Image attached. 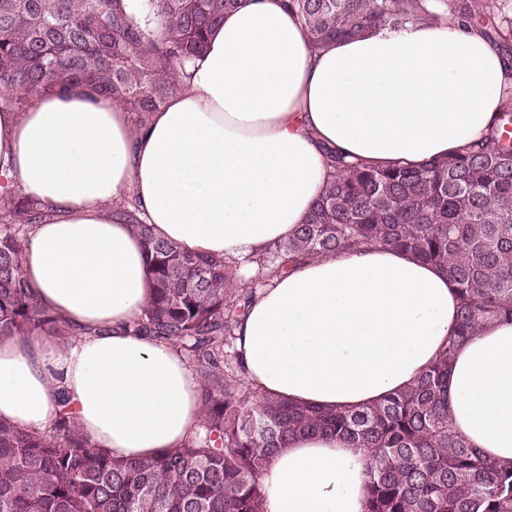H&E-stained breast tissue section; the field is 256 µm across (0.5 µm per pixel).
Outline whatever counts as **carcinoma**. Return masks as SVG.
I'll return each mask as SVG.
<instances>
[{"label": "carcinoma", "instance_id": "carcinoma-1", "mask_svg": "<svg viewBox=\"0 0 512 512\" xmlns=\"http://www.w3.org/2000/svg\"><path fill=\"white\" fill-rule=\"evenodd\" d=\"M242 0H0V101L12 108L84 84L129 105L143 126L183 89L179 71ZM428 0H289L315 49L376 28L435 22ZM502 44L512 0H442ZM479 143L420 167L380 168L331 156L334 173L305 223L244 263L189 252L156 236L124 198L112 209L145 241L153 293L135 332L172 344L201 381L203 422L182 447L119 460L63 409L43 431L0 424V512H263L260 477L299 434L331 432L368 453L367 512H512V463L481 456L448 414L456 347L512 319V83ZM40 204L0 196V338L47 336L67 324L45 308L23 269ZM396 249L448 275L457 332L412 385L378 403L321 411L255 391L236 354L237 325L256 291L297 261L344 249Z\"/></svg>", "mask_w": 512, "mask_h": 512}]
</instances>
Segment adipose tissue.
<instances>
[{"label":"adipose tissue","mask_w":512,"mask_h":512,"mask_svg":"<svg viewBox=\"0 0 512 512\" xmlns=\"http://www.w3.org/2000/svg\"><path fill=\"white\" fill-rule=\"evenodd\" d=\"M288 0L225 13L184 88L135 126L81 86L0 105V195L22 190L25 273L72 330L67 344L0 339V422L45 430L68 406L122 459L180 447L201 425L200 380L173 346L135 335L153 292L144 241L112 214L130 198L159 237L239 260L304 223L329 154L420 165L485 137L512 63L474 27L413 22L313 49ZM457 329L438 267L395 250H344L291 265L248 304L236 334L249 385L323 409L406 389ZM455 431L512 462V320L482 325L448 374ZM367 456L300 435L263 471L264 512H365Z\"/></svg>","instance_id":"ef3b65f1"}]
</instances>
